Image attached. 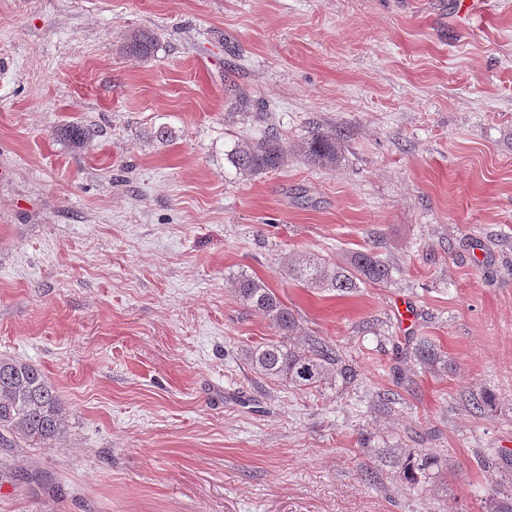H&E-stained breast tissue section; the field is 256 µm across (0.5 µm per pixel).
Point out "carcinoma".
<instances>
[{
	"mask_svg": "<svg viewBox=\"0 0 512 512\" xmlns=\"http://www.w3.org/2000/svg\"><path fill=\"white\" fill-rule=\"evenodd\" d=\"M157 38L149 29L130 31L121 47L122 53L139 59L151 57ZM75 145L93 140L95 130L85 125H70L63 131ZM344 134L337 129L319 130L302 142L300 153L317 168H334L340 160ZM228 160L243 176H257L278 170L287 164L280 133L270 127L258 137L244 135L234 144ZM392 266L379 255L360 251L343 265L305 254L288 265V278L319 290L349 293L361 284H380L391 278ZM237 297L246 307L265 314L276 329V338L259 342L246 350L255 373L285 387L308 391L333 381L345 385L359 379L357 370L332 342L319 336L299 334L298 318L293 309L257 278L239 275L234 280ZM411 354L419 365L436 369L448 367L436 343L422 338ZM65 428L63 402L44 372L27 361L0 356V442L15 436L28 448H48ZM392 473L411 485L425 487L434 478L435 458L422 450H389ZM488 512H512V493L499 491L489 500Z\"/></svg>",
	"mask_w": 512,
	"mask_h": 512,
	"instance_id": "carcinoma-1",
	"label": "carcinoma"
}]
</instances>
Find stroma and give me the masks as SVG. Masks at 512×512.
I'll list each match as a JSON object with an SVG mask.
<instances>
[{"label": "stroma", "mask_w": 512, "mask_h": 512, "mask_svg": "<svg viewBox=\"0 0 512 512\" xmlns=\"http://www.w3.org/2000/svg\"><path fill=\"white\" fill-rule=\"evenodd\" d=\"M141 28L148 59L120 50ZM270 123L287 165L238 175L226 151ZM335 128L336 167L309 166ZM365 250L387 283L287 275ZM242 273L361 380L255 374L275 331ZM423 336L447 369L410 364ZM1 355L44 371L66 431L0 444V512H487L512 489V0H0ZM365 435L438 477H366ZM344 134L341 130H319L302 142L300 153L306 162L317 168H334L340 160Z\"/></svg>", "instance_id": "obj_1"}]
</instances>
